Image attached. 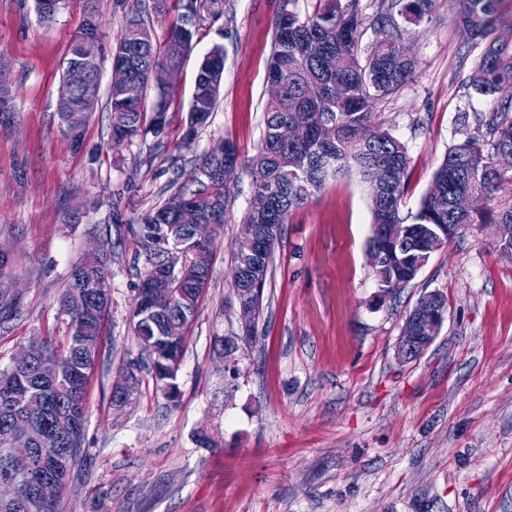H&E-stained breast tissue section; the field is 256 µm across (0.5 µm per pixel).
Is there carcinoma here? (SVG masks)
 I'll use <instances>...</instances> for the list:
<instances>
[{"mask_svg": "<svg viewBox=\"0 0 512 512\" xmlns=\"http://www.w3.org/2000/svg\"><path fill=\"white\" fill-rule=\"evenodd\" d=\"M181 14L168 33L163 47L154 44L150 25L139 17L140 27L125 25L115 47L113 61L133 63L141 98L130 101L120 90L109 93L112 136L128 142L147 134L159 137L166 123L144 111V101L153 71L176 68L193 47V30L185 27L188 13L202 23L224 13V0H178ZM294 0H282L275 20L274 44L267 62V82L280 86V94L264 107V133L261 147L248 165L265 171L266 180L251 188L244 224H276L267 263L260 268V285L245 277L238 296L259 316L267 274L275 244L281 240L283 224L291 212L319 191L330 178L355 173L369 187L373 217L369 248L384 254L375 267L381 291H395L394 283L412 281L430 257L456 236V225L512 224V207H490L501 182L512 180V8L505 11V0H458L453 21L467 38L468 52L477 61L466 79L469 94L490 104L489 115L461 113L460 126L475 123L479 134L448 148L433 175L420 209L413 216H401L400 206L409 180L406 147L375 121L377 101L398 92L412 77L414 60L397 53L401 32L396 16L420 21L432 0H378L374 23L386 36L361 55L358 45L367 31L360 0H316L311 14L302 17L289 8ZM80 88V98L68 105L59 103V112L68 130L76 134L99 98V74L95 62L75 59V48L62 75ZM224 79V54L212 49L198 70L186 120L189 129L203 126L199 116L214 111ZM235 171L219 175L204 159L206 176L195 184H182L165 200L150 207L128 233L144 259V274L163 265L162 241L158 225H169L172 238L184 252L181 268L163 283L166 308L175 313L183 294H190L198 307L206 289H193L203 258L198 245L181 226L182 210L190 208L199 220L227 223L233 176L243 165L230 140L224 141ZM234 268L247 274L254 263L249 241H233ZM107 259L91 258L76 264L60 297L65 326L87 329V340L78 346L67 336L66 348L50 338L37 336L29 344L45 355V362L57 368L55 380L36 381L37 367L11 364L0 369V481L20 482L21 498L1 504L0 512H26L24 502L33 485L27 474L31 468L19 466L9 450L8 430L15 418L26 414L35 427L49 436L42 454H63L66 471H71L81 447L87 420L89 376L101 353V329L110 302H95L97 293H109ZM436 308L433 293L423 294L403 325L406 336H427L418 326L422 315ZM161 323H133L141 353L126 362L134 385L138 373L146 369L156 390L166 392L171 376L154 368L183 358L184 345L159 344L156 336ZM240 368H224V398L229 400L238 388Z\"/></svg>", "mask_w": 512, "mask_h": 512, "instance_id": "1", "label": "carcinoma"}]
</instances>
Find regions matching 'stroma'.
Returning <instances> with one entry per match:
<instances>
[{
    "instance_id": "stroma-1",
    "label": "stroma",
    "mask_w": 512,
    "mask_h": 512,
    "mask_svg": "<svg viewBox=\"0 0 512 512\" xmlns=\"http://www.w3.org/2000/svg\"><path fill=\"white\" fill-rule=\"evenodd\" d=\"M453 5L433 0L421 22L400 21L415 73L375 106L408 151L405 215L417 212L434 170L461 140L460 112L488 109L463 86L474 58ZM278 9L279 0H224L173 79L164 134L117 145L106 101L117 36L145 12L163 43L177 10L168 2L155 11L153 0H67L43 23L34 0H0V253L12 265L0 302V368L33 337L64 345L59 298L72 266L111 255L112 304L61 512H512V262L499 259L492 225L476 224L395 295H382L367 248L369 188L355 175L328 181L290 215L257 339L244 347L228 400L213 340L231 321L232 241L252 183L241 167L188 332L178 405L147 377L133 404L110 402L113 382L140 352L130 313L143 269L132 237L115 228L136 223L171 182L188 181L220 142L232 140L243 159L256 154ZM91 19L100 27V99L74 139L59 115V87ZM217 46L221 95L188 140L198 67ZM431 291L447 298L445 320L420 357L401 362L405 318ZM202 428L220 447L197 445Z\"/></svg>"
}]
</instances>
